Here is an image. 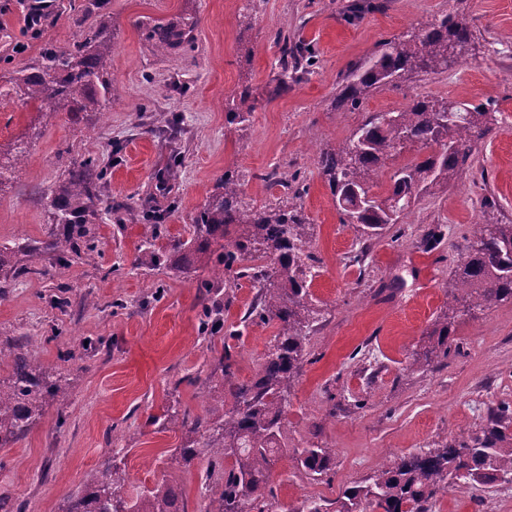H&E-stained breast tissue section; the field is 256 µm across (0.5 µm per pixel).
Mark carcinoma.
I'll return each mask as SVG.
<instances>
[{"instance_id":"1","label":"carcinoma","mask_w":512,"mask_h":512,"mask_svg":"<svg viewBox=\"0 0 512 512\" xmlns=\"http://www.w3.org/2000/svg\"><path fill=\"white\" fill-rule=\"evenodd\" d=\"M98 26L67 49L47 46L29 66L17 71L15 88L35 111L46 117L57 112H100L111 101V82L105 64L110 52L108 13L103 0H93ZM379 5L354 0L347 18L355 22ZM194 23L179 19L155 31L161 53L177 52L191 40ZM279 71L269 89L280 94L288 81L298 82L312 66V50L302 40L291 41L279 32ZM474 34L464 20L446 14L421 26L417 33L385 40L374 55L354 69L333 100L336 109L355 110L372 92L415 74H435L452 67L468 50ZM228 120L243 124L255 107L249 89L225 95ZM448 100L415 97L404 108L381 117L374 113L344 142L324 149L318 157L320 172L344 216H357L362 226L378 230L396 223L420 192L460 180L472 169L473 147L498 123L492 103H458L454 117L442 124ZM433 145L438 150L419 161L396 169L390 177L387 199L392 209L367 207L356 193L373 187V176L401 150L420 152ZM107 166L88 158L66 162L61 179L47 196L52 223L62 232L45 240L22 238L0 243V275L30 273L24 262L47 256L61 269L75 261L93 259L94 232L90 225L101 218L105 203ZM297 189L277 202L257 208L244 201L234 173L226 171L193 224L189 239L176 245L174 261L212 262L233 275L248 279L256 288L251 314L278 324L274 344L263 358L256 376L241 381L232 371L230 356L222 357L224 388L234 407L224 410V396H210L205 413L194 419L174 411L169 420H181L188 435L206 434L208 464L203 489L209 501L206 512H265L258 507L264 497L271 467L288 438L285 413L288 390L298 375L318 309L309 298L306 281L310 240L308 221ZM121 220L143 221L159 228L165 215L132 204L121 207ZM250 227L229 237L234 225ZM157 234L141 241L154 266H168L170 256L156 246ZM254 257L270 261L252 269L242 263ZM512 300V224L473 225L465 252L452 269L448 311L435 321L429 345L414 364H430L448 356V340L455 318L469 315L495 302ZM12 365V380L0 385V448L27 435L42 416L44 406L67 399L61 373L33 358L25 345L8 340L0 361ZM334 451L312 444L295 454L297 467L314 479L331 470ZM478 484H512V404L500 401L488 408L486 423L462 440L409 453L381 464L362 483L345 488L329 510L325 501L311 498L301 512H430L437 494L459 480ZM181 493L163 482L134 499L124 496L121 477L112 468L93 479L87 490L71 500L66 512H181Z\"/></svg>"}]
</instances>
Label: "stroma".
I'll return each instance as SVG.
<instances>
[{
  "instance_id": "obj_1",
  "label": "stroma",
  "mask_w": 512,
  "mask_h": 512,
  "mask_svg": "<svg viewBox=\"0 0 512 512\" xmlns=\"http://www.w3.org/2000/svg\"><path fill=\"white\" fill-rule=\"evenodd\" d=\"M351 0H107L112 53L107 70L113 106L47 118L17 95L13 79L50 44L83 40L95 24L84 0H54V20L27 31V0H0V38L20 51L0 52V151L22 140L28 153L0 185V241L44 239L52 224L44 198L63 167L60 154L94 156L111 167L106 191L113 210L95 224L97 255L58 272L38 261V274L7 278L0 327L29 337L30 353L61 363L69 397L45 406L25 438L0 449V494L24 512H64L83 493L90 472L114 467L136 495L160 481L178 485L185 512H205L206 457L184 462L186 429L167 420L176 406L202 415L210 394L223 393L213 371L230 352L238 379L255 375L278 332L276 322L249 313L250 283L209 293L212 268L153 266L141 252L151 226L120 224L115 206L135 200L168 211L157 244L189 238L195 216L225 172L240 176L245 198L260 207L281 197L267 175L288 173L302 188L309 221L313 304L324 319L288 395V439L270 479V512H300L305 501H336L383 462L466 437L490 404L512 401V301L491 304L456 321L447 357L417 368L428 334L448 308L453 260L474 222L512 223V0H378L356 23L344 19ZM442 14H456L478 38L461 63L378 88L356 110L331 102L352 67L380 42L417 32ZM193 18L192 41L163 54L148 30ZM310 43L316 66L304 81L269 97L279 56L275 34ZM249 88L256 109L248 123L228 122L226 89ZM493 102L499 125L474 150L472 173L420 195L398 223L372 231L347 224L312 148L349 137L368 114L402 109L414 97ZM180 122L170 138L146 122L154 112ZM183 156L171 191L156 177L171 150ZM445 238L434 251L422 239L434 225ZM364 263H354L361 246ZM220 300L224 329L200 335V319ZM241 329L228 337L229 326ZM313 443L335 449L331 471L314 480L293 451ZM487 485L449 487L432 512L497 507Z\"/></svg>"
}]
</instances>
